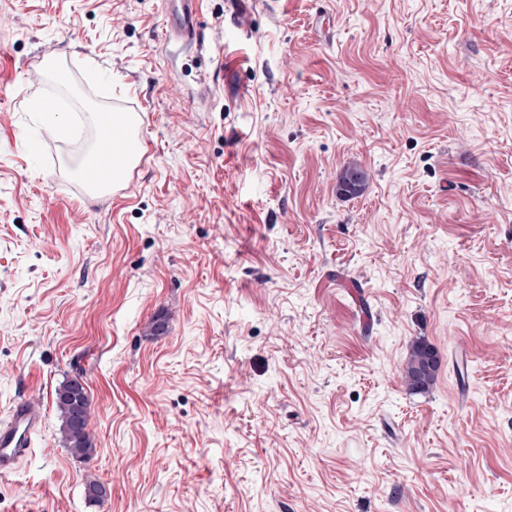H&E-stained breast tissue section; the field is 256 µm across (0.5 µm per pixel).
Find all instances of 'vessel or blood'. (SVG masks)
<instances>
[{
  "mask_svg": "<svg viewBox=\"0 0 512 512\" xmlns=\"http://www.w3.org/2000/svg\"><path fill=\"white\" fill-rule=\"evenodd\" d=\"M175 18L167 28L170 35L187 40L197 38L198 0H169ZM470 353L465 346H457L451 356L455 375V390L461 403L470 401L468 365ZM44 425L42 410L33 406L27 399L15 400L7 418L0 422V474L13 472L31 451L33 437Z\"/></svg>",
  "mask_w": 512,
  "mask_h": 512,
  "instance_id": "1",
  "label": "vessel or blood"
}]
</instances>
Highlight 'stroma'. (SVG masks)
<instances>
[{
	"mask_svg": "<svg viewBox=\"0 0 512 512\" xmlns=\"http://www.w3.org/2000/svg\"><path fill=\"white\" fill-rule=\"evenodd\" d=\"M200 8L187 45L161 0H0V420L46 415L0 512H512V0ZM45 94L136 116L126 190L44 142ZM77 374L87 462L54 405ZM98 148L99 146H96L93 150L90 151V153L86 157L87 159L91 155L93 157V160H91L90 163H88L87 161L81 162L76 171L79 177L85 179L88 182V185L92 192L103 191L112 186V182L96 180L97 176L95 174L93 166L98 154ZM367 186V176L363 169L349 165L343 169L339 178L340 193L346 196L362 194ZM439 356L435 347L425 340H416L402 367V377L408 389L415 393L428 391L436 382ZM471 361L470 353L463 344H458L452 352L451 365L455 375V390L459 401L466 405L470 402V385L468 365Z\"/></svg>",
	"mask_w": 512,
	"mask_h": 512,
	"instance_id": "35a3bbf8",
	"label": "stroma"
}]
</instances>
